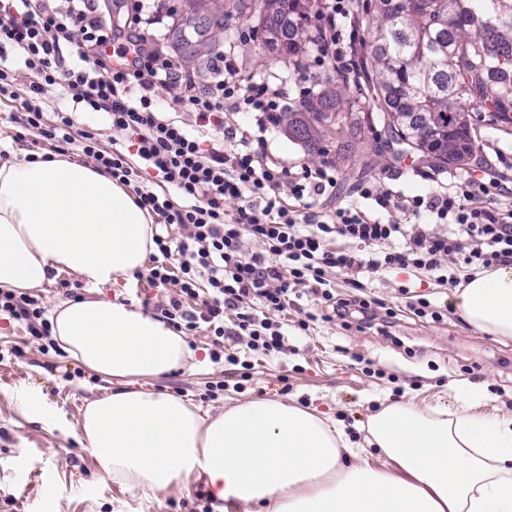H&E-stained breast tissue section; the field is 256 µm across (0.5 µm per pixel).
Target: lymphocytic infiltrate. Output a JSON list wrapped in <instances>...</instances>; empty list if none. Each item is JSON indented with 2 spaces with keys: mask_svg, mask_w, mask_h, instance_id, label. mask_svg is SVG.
Returning <instances> with one entry per match:
<instances>
[{
  "mask_svg": "<svg viewBox=\"0 0 512 512\" xmlns=\"http://www.w3.org/2000/svg\"><path fill=\"white\" fill-rule=\"evenodd\" d=\"M355 2L322 0L315 33L318 66L332 69L345 59L344 34ZM112 44L119 54H132V61L112 66L106 53ZM91 50L98 61H89ZM11 57L33 73L22 126L57 154L77 145L97 170L130 187L136 203L157 216V252L149 257L146 281L163 291L159 310L170 326L191 333L208 325L213 360L223 357L228 336L245 337L253 350L287 352L277 316L296 298H310L326 321L354 316L360 327H372L376 314L361 297L357 279L366 269L411 268L454 287L459 280L443 266V257L458 256L461 264L477 269L512 263V193L486 172L468 171L450 191L426 198L377 194L366 181L356 200L318 214L312 200L335 187L334 168L294 173L268 164L247 137L225 126L227 110L257 113L256 126L263 131L291 109L283 93L268 84L242 85L230 55L220 57L221 80L186 98L199 128L195 134L156 109L158 89L166 81H181L178 68L150 50L145 36L119 38L95 0H66L62 7L51 0H0V96L10 93L6 61ZM54 86L72 107L47 126L39 102ZM83 112L105 113L113 134L135 146L145 170L156 183L170 186V193L134 184V171L120 150H100L93 132L78 131ZM283 187L295 207L283 205ZM228 199L240 204L231 223L224 219ZM362 199L373 200L374 208L359 207ZM396 209L427 211L450 229L440 234L419 224L381 220V212ZM338 239L356 243V250L335 248ZM251 240L263 248L249 255L245 248ZM342 272L351 275L355 294L340 299L334 279ZM0 319L25 323L40 352L55 348L40 295L1 290Z\"/></svg>",
  "mask_w": 512,
  "mask_h": 512,
  "instance_id": "1",
  "label": "lymphocytic infiltrate"
}]
</instances>
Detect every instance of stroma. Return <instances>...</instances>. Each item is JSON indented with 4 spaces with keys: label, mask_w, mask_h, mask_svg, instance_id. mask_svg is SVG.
Instances as JSON below:
<instances>
[{
    "label": "stroma",
    "mask_w": 512,
    "mask_h": 512,
    "mask_svg": "<svg viewBox=\"0 0 512 512\" xmlns=\"http://www.w3.org/2000/svg\"><path fill=\"white\" fill-rule=\"evenodd\" d=\"M97 8L113 27L138 30L149 44L159 45L199 88L218 80V55L230 51L243 78L282 84L293 96L294 111L304 109L305 100L297 95L302 86L318 87L337 99L340 113L348 111L350 93L340 76L295 70L291 59L266 42L255 21L238 12L235 0H98ZM140 12L159 16L160 24L136 23ZM13 73V96L0 97V141L20 153L45 154L48 148L38 135L14 121L22 111L29 73L20 63L14 64ZM229 120L251 130L253 148L285 167L335 168V197L317 201L325 213L365 179L373 180L379 191L426 197L443 191L458 172L457 167H438L416 155L395 160L375 153L372 143L384 137L379 125L343 121L316 126L322 151L313 154L290 136L287 126L268 128L258 136L254 113L239 112ZM470 124L479 159L488 161L512 188V130L477 107L470 110ZM359 280L366 294L392 310L388 332L317 320L303 335H290L288 354L266 355L245 342L225 340V353L238 359L233 365L210 360L209 333L202 327L187 339L194 354L191 368L150 380V387L186 397L213 414L239 400H293L333 414L359 440L385 400L451 406L456 389L469 387L483 397L480 411L512 415V341L468 326L450 303L452 287L408 269L371 270ZM412 294L427 298L441 312V321L417 317L408 307ZM217 382L223 383V391L208 399L209 385ZM110 387L107 379L66 355L39 352L23 325L0 321V512H201L204 503L197 495L207 489L203 478L194 476L145 495L98 476L83 448L79 422L86 402ZM26 392L40 399L41 419H29L18 410L17 398ZM19 457L26 463L20 471L14 467Z\"/></svg>",
    "instance_id": "stroma-1"
}]
</instances>
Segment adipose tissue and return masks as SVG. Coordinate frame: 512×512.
<instances>
[{"label":"adipose tissue","instance_id":"1","mask_svg":"<svg viewBox=\"0 0 512 512\" xmlns=\"http://www.w3.org/2000/svg\"><path fill=\"white\" fill-rule=\"evenodd\" d=\"M151 215L111 177L60 156L0 160V290L31 291L66 271L95 296L57 303L52 337L113 388L92 399L80 429L100 476L156 492L204 476L215 512H512V416L476 404H383L368 444L342 422L277 399L213 414L185 398L144 388L184 368L185 336L140 309L103 296L144 270L154 253ZM451 303L470 327L512 340V266L476 272ZM375 445L393 466L369 460Z\"/></svg>","mask_w":512,"mask_h":512}]
</instances>
